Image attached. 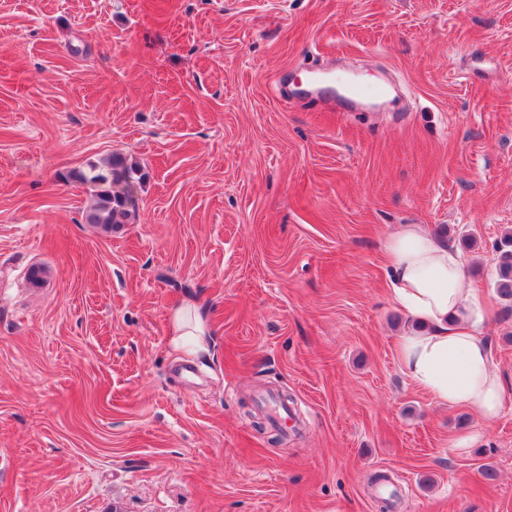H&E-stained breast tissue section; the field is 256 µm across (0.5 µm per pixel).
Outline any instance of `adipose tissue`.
Returning <instances> with one entry per match:
<instances>
[{"mask_svg": "<svg viewBox=\"0 0 512 512\" xmlns=\"http://www.w3.org/2000/svg\"><path fill=\"white\" fill-rule=\"evenodd\" d=\"M384 253L393 301L422 326L399 339L407 375L439 405L464 407L487 421L498 417L503 386L483 334L487 312L464 285L460 254L415 224L386 238ZM169 327L174 350L210 353L208 316L196 303L175 308Z\"/></svg>", "mask_w": 512, "mask_h": 512, "instance_id": "1", "label": "adipose tissue"}]
</instances>
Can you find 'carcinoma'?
I'll return each mask as SVG.
<instances>
[{
	"label": "carcinoma",
	"mask_w": 512,
	"mask_h": 512,
	"mask_svg": "<svg viewBox=\"0 0 512 512\" xmlns=\"http://www.w3.org/2000/svg\"><path fill=\"white\" fill-rule=\"evenodd\" d=\"M136 165L120 155H111L101 163H91L87 169L76 174V178L91 185L93 194L87 208L86 219L105 230L130 223L136 215V204L127 197L113 192L112 183L123 181L129 187L139 183ZM498 263L497 293L505 300H512V231L504 234L497 245Z\"/></svg>",
	"instance_id": "carcinoma-1"
}]
</instances>
